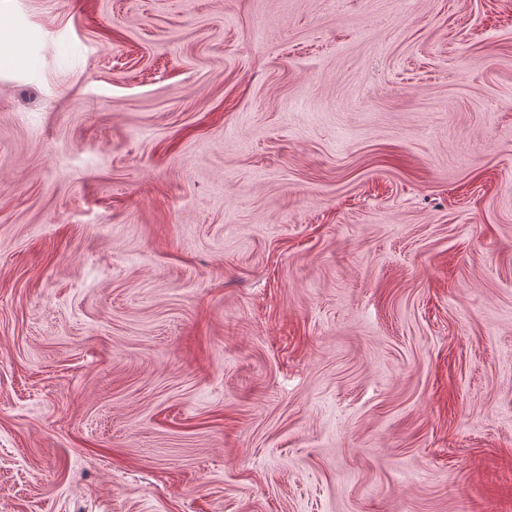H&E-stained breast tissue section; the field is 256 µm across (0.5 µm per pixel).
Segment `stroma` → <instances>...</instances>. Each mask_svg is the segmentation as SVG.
Wrapping results in <instances>:
<instances>
[{
    "mask_svg": "<svg viewBox=\"0 0 512 512\" xmlns=\"http://www.w3.org/2000/svg\"><path fill=\"white\" fill-rule=\"evenodd\" d=\"M0 512H512V0H0Z\"/></svg>",
    "mask_w": 512,
    "mask_h": 512,
    "instance_id": "stroma-1",
    "label": "stroma"
}]
</instances>
